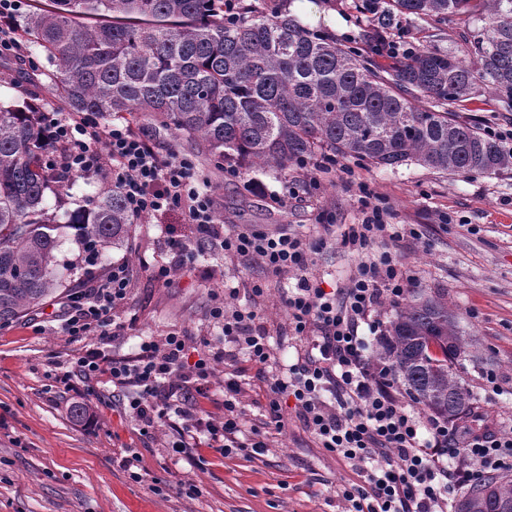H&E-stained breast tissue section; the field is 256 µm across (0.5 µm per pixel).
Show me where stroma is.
Masks as SVG:
<instances>
[{
  "mask_svg": "<svg viewBox=\"0 0 512 512\" xmlns=\"http://www.w3.org/2000/svg\"><path fill=\"white\" fill-rule=\"evenodd\" d=\"M302 26L335 38L355 41L360 53L377 57L365 34L371 20L351 0H316L311 12L298 15ZM460 120L498 132L512 130V112L479 92L457 107ZM195 174L208 183L217 223L229 230L272 231L288 225L320 240L305 271L330 289L344 286L359 259L341 245L346 225L360 223L357 184H367L388 202L392 221L413 225L415 236L398 246L404 271L414 288L448 297L474 348L461 376L495 423L512 421V171L441 174L411 163L394 169L368 168L353 159L321 174L319 191H308L310 169L282 175L257 173L260 194L245 178L229 181L223 169L204 156L195 158ZM287 205H280V197ZM195 244V232L178 214L132 225L127 241L112 246L94 266L104 274L114 261L132 273L120 311V337L69 335L59 316L62 296L85 284L82 270L60 267L63 286L26 318L0 326V512H343V485L356 476L344 461L319 448L298 421L293 402L283 406L280 429L268 430L269 447L260 456L243 452L221 455L207 445L191 456L173 453L171 434L161 427L142 435L128 413L126 400L113 397L102 380L58 378L87 348L103 346L131 357L148 337L192 336L195 345L218 342L211 308L225 289H236L237 304L254 310L271 338L274 355L286 362L296 342L283 301L294 287L291 275L267 272L258 260L245 261L202 249L192 264L168 281L155 279L156 266L168 263L170 237ZM262 294H255L254 285ZM495 370L499 395L484 403L482 375ZM83 404L96 417L85 426L70 414ZM137 452L141 480H132L123 457Z\"/></svg>",
  "mask_w": 512,
  "mask_h": 512,
  "instance_id": "1",
  "label": "stroma"
}]
</instances>
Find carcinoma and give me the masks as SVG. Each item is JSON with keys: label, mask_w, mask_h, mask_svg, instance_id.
I'll return each instance as SVG.
<instances>
[{"label": "carcinoma", "mask_w": 512, "mask_h": 512, "mask_svg": "<svg viewBox=\"0 0 512 512\" xmlns=\"http://www.w3.org/2000/svg\"><path fill=\"white\" fill-rule=\"evenodd\" d=\"M41 0L18 32L54 67L57 98L70 112L123 117L140 112L186 140L216 166L243 172L288 168L328 154L376 167L408 162L438 171L498 175L512 150L449 110L484 90L512 111V0H354L371 15L372 39L403 16L442 23L489 20L473 35L470 60L429 44L380 65L288 16L241 4L224 22V0ZM46 114L24 101L0 104V324L22 318L62 288L59 239L76 230L94 263L128 234L120 193L100 192L56 222L72 179L51 170ZM468 342L448 300L418 293L401 303L374 363L391 366L414 402L448 422L475 397L459 361ZM512 501V475L473 484L459 505L484 512L485 494Z\"/></svg>", "instance_id": "1"}]
</instances>
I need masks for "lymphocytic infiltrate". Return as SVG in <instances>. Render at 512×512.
<instances>
[{"instance_id":"obj_1","label":"lymphocytic infiltrate","mask_w":512,"mask_h":512,"mask_svg":"<svg viewBox=\"0 0 512 512\" xmlns=\"http://www.w3.org/2000/svg\"><path fill=\"white\" fill-rule=\"evenodd\" d=\"M48 136L59 147L54 161L70 174H107L134 222L168 212L184 214L200 244L217 245L241 257H260L273 273L296 272L284 303L299 344L297 359L270 373L271 345L255 311L219 301L211 317L223 344L189 361L190 337L169 335L143 342L131 359L88 348L77 358L73 379L107 377L118 392H131L129 413L141 434L158 425L172 432L171 448L188 453L199 442L231 453L264 454L261 431L243 428L242 381L224 375V415L201 405L208 398L214 365L246 358L267 386L266 426L282 423L281 402L295 401V414L326 452L349 464L358 480L344 488L345 512H448L451 497L483 477L512 472V432L486 423L475 411L470 425L455 427L414 408L397 388L392 372L369 363L359 328L385 303L403 300L411 283L396 252H369L380 242L400 243L412 230L389 223L390 209L367 185L359 187L363 219L342 233V243L362 254L345 287L325 290L305 275L315 245L290 228L225 232L214 200L195 182L186 156L159 148L124 123L63 112L49 121ZM128 266L112 263L88 279L85 290L68 295L61 314L69 335H107L112 316L126 298Z\"/></svg>"}]
</instances>
